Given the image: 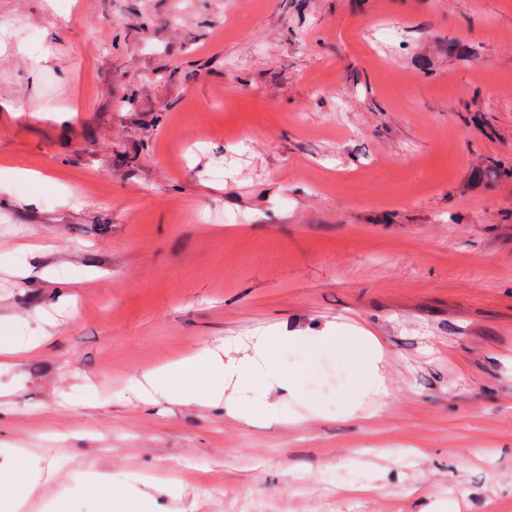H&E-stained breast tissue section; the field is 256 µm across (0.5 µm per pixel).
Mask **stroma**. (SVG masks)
Listing matches in <instances>:
<instances>
[{"label":"stroma","mask_w":512,"mask_h":512,"mask_svg":"<svg viewBox=\"0 0 512 512\" xmlns=\"http://www.w3.org/2000/svg\"><path fill=\"white\" fill-rule=\"evenodd\" d=\"M0 448L48 495L153 512H512V0H0ZM53 48L39 80L27 56ZM56 106L24 107L32 96ZM28 170L41 180L25 178ZM321 416L246 425L142 374L230 338ZM177 485L179 498L167 492ZM40 344V342H35L26 346H18L15 343V336L4 335L0 332V358L5 362L14 361L36 349ZM149 485H141L136 480L126 481V495L112 498L105 496V511L101 512H151L147 510L152 503Z\"/></svg>","instance_id":"obj_1"}]
</instances>
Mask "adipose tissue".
Instances as JSON below:
<instances>
[{
  "instance_id": "adipose-tissue-1",
  "label": "adipose tissue",
  "mask_w": 512,
  "mask_h": 512,
  "mask_svg": "<svg viewBox=\"0 0 512 512\" xmlns=\"http://www.w3.org/2000/svg\"><path fill=\"white\" fill-rule=\"evenodd\" d=\"M305 341V336L293 332L255 336L246 345L230 339L225 342L223 353L202 351L144 375L137 389L146 401L161 394L188 403H220L227 416L249 423L256 417V408L266 404L270 391L279 389L297 395L298 372L282 370L272 360L271 352ZM316 342L342 348L353 358L360 385L345 403L346 417L356 415L366 394L385 395L379 365L381 356L373 337L351 336L335 329L325 331ZM258 376L263 378L264 388L254 385L253 380ZM34 498L43 499L45 512H60V502L46 496L39 468H32L27 478L21 479L12 470L0 466V505L5 512H23L26 503Z\"/></svg>"
}]
</instances>
